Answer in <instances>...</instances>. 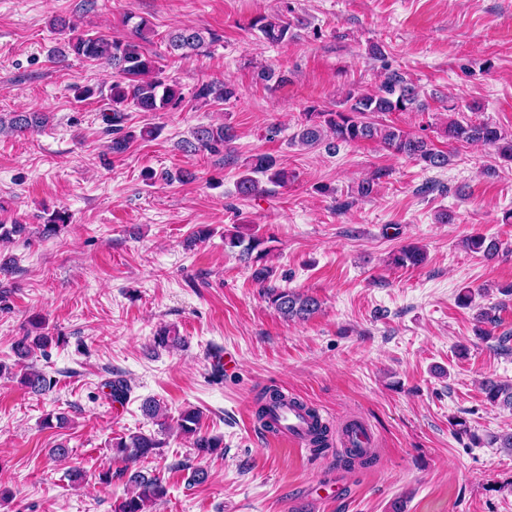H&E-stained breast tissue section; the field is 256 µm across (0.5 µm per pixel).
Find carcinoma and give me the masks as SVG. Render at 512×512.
<instances>
[{
  "label": "carcinoma",
  "mask_w": 512,
  "mask_h": 512,
  "mask_svg": "<svg viewBox=\"0 0 512 512\" xmlns=\"http://www.w3.org/2000/svg\"><path fill=\"white\" fill-rule=\"evenodd\" d=\"M54 25L61 30L72 31L66 49L59 52L61 57L74 54L89 62L105 63L117 75V79L112 82L109 95L113 116L107 119L106 127V133L112 136L108 144L112 154H124L135 138L134 132H124L120 126V112L123 111V107L132 105L141 112H163L177 107L182 101L178 86L160 77L157 61L142 46V42L147 40V35L153 32L146 18L141 17L134 23L132 37L125 40H114L102 34L80 33L76 24L63 16L56 18ZM253 26L257 27L269 42L278 44L294 36L293 29L296 23L286 15L274 19L262 16L255 20ZM215 41L214 35L206 36L201 30L188 26L176 29L167 37L170 52L181 57L200 55ZM196 97L226 102L235 97V89L221 81H210L198 87ZM347 101L349 106L342 112L305 113L304 123L295 135V140L303 146L322 144L328 149L335 148L338 143L378 140L394 154L422 164L426 168H444L448 165L450 155L437 148L432 141L394 125L379 127L367 119L368 115L375 113L409 112L415 107L425 109V105L419 101L415 85L401 74L391 73L372 93H350ZM44 122V114L41 112H13L7 121L0 118V133L25 134L43 126ZM445 133L449 140L462 146L483 144L496 147L503 157L512 161V136L505 135L492 122L453 120L446 126ZM235 138L236 134L231 126H199L193 129L191 137L178 143V149L183 153L207 152L211 155H220L224 153V147ZM263 176L268 182L276 185L288 182V171L281 166L279 160L269 154H260L252 159L248 172L238 179V193L246 198L266 194L267 188L262 185L261 180ZM68 219L66 212L58 211L48 223L37 225L33 231L25 224H0V240L8 241L15 236L31 232L42 238H50L57 234ZM264 243L265 240L255 233L247 236L231 234L224 237L225 245L231 249H239L240 256L252 258L256 263L266 254V249L262 248ZM464 246L469 252L487 261L496 259L500 252L499 243L487 239L482 234L470 235L465 239ZM423 261L424 253L415 247L401 249L394 258L395 265L401 267H417ZM270 274L271 270L261 265L254 270L253 278L262 286L268 300L284 319L305 320L319 310L316 297L270 285ZM54 340L59 342L61 337L53 338L42 332L33 336L31 332H26L12 346L17 363H25L35 351L45 350ZM21 382L26 389L37 395L52 390L56 385L54 378L28 366L24 368ZM108 387L113 401H126L130 391L126 380L114 379L108 382ZM481 389L491 406L512 409V382L487 379L483 381ZM283 401L284 395L280 390H264L257 397V418L263 420L270 416L272 408ZM292 405L305 411L310 420L309 435L314 451L322 453L329 449L327 441L330 428L321 422L318 411L300 401H294ZM142 411L155 420L159 432L166 430L167 415L159 401L154 398L145 399ZM200 420L198 411L186 409L179 414L176 427L189 439L190 447L194 448L196 455L204 458L222 447L223 442L216 436L203 433ZM162 445L163 442L156 436L142 432L122 437L112 444L115 454L126 462L120 476L126 478V484L132 488V495L121 501L114 512H147L150 505L166 497L167 489L159 477L150 476L133 467L140 459L153 455ZM374 461L375 457L369 451L359 449L348 451L343 458L344 465L350 468L367 467Z\"/></svg>",
  "instance_id": "obj_1"
}]
</instances>
